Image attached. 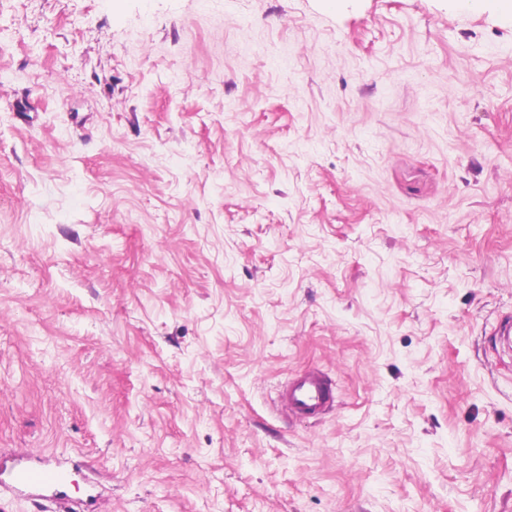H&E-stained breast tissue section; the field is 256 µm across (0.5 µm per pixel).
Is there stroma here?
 <instances>
[{"mask_svg": "<svg viewBox=\"0 0 512 512\" xmlns=\"http://www.w3.org/2000/svg\"><path fill=\"white\" fill-rule=\"evenodd\" d=\"M502 5L0 0V512H512ZM334 389L320 370L298 373L281 386L278 402L285 413L294 417L312 418L323 414L335 401ZM15 487L33 492L39 498H51L64 493L71 473L61 466H32L20 463L10 474Z\"/></svg>", "mask_w": 512, "mask_h": 512, "instance_id": "35a3bbf8", "label": "stroma"}]
</instances>
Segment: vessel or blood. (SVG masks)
Here are the masks:
<instances>
[{
    "instance_id": "obj_1",
    "label": "vessel or blood",
    "mask_w": 512,
    "mask_h": 512,
    "mask_svg": "<svg viewBox=\"0 0 512 512\" xmlns=\"http://www.w3.org/2000/svg\"><path fill=\"white\" fill-rule=\"evenodd\" d=\"M335 401L334 389L322 371L298 373L282 385L278 402L286 414L312 418L323 414ZM15 487L33 492L39 498L63 494L71 473L61 466L17 465L10 474Z\"/></svg>"
}]
</instances>
